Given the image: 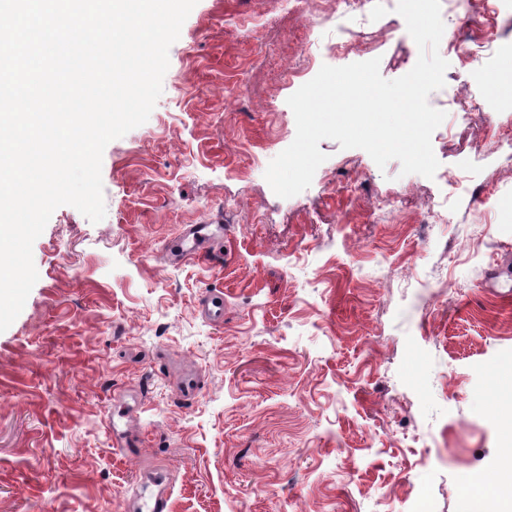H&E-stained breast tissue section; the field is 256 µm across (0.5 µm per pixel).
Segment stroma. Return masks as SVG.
<instances>
[{"label": "stroma", "instance_id": "obj_1", "mask_svg": "<svg viewBox=\"0 0 512 512\" xmlns=\"http://www.w3.org/2000/svg\"><path fill=\"white\" fill-rule=\"evenodd\" d=\"M495 28L443 9L446 114L434 178L379 168L326 139L311 186L283 199L269 162L294 140L287 99L346 43L395 79L419 51L381 7L356 23L319 4L198 0L146 123L102 158L105 218L63 205L33 244L38 280L0 332V512H127L139 476L168 472L167 512H461L463 480L498 481L512 412V0ZM232 111H225V103ZM358 192L333 194L336 182ZM403 194L380 221L383 198ZM443 220L424 223L434 205ZM193 224L221 245L182 264ZM224 292V321L197 312ZM198 380L181 396L184 378ZM139 408L134 454L113 447V395ZM213 226V228H210ZM206 230L205 233L202 231ZM210 240L213 243H221L224 240V226L221 224H197L192 225L188 236L179 244V254L176 259L181 262L186 258L200 255L199 242Z\"/></svg>", "mask_w": 512, "mask_h": 512}]
</instances>
